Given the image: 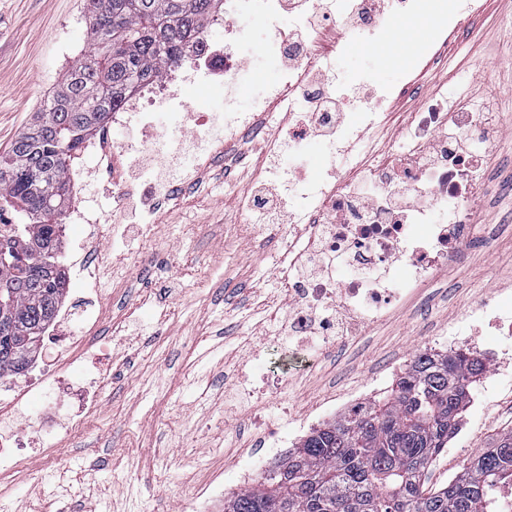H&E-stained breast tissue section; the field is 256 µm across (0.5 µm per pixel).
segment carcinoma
<instances>
[{
    "mask_svg": "<svg viewBox=\"0 0 512 512\" xmlns=\"http://www.w3.org/2000/svg\"><path fill=\"white\" fill-rule=\"evenodd\" d=\"M218 0H88L94 52L69 67L37 118L0 157V203L23 217L0 232V373L35 353L66 289L58 261L66 172L80 144L142 83L162 76ZM489 371L464 350L417 352L390 390L303 437L224 512H491L512 487V432L496 437L434 492L424 477L459 428L472 385Z\"/></svg>",
    "mask_w": 512,
    "mask_h": 512,
    "instance_id": "carcinoma-1",
    "label": "carcinoma"
}]
</instances>
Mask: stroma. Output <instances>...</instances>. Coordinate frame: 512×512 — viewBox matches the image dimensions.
Wrapping results in <instances>:
<instances>
[{
	"label": "stroma",
	"mask_w": 512,
	"mask_h": 512,
	"mask_svg": "<svg viewBox=\"0 0 512 512\" xmlns=\"http://www.w3.org/2000/svg\"><path fill=\"white\" fill-rule=\"evenodd\" d=\"M463 18L447 54L426 64L448 0L386 39L365 42L360 28H338L324 46L342 86L370 76L360 94L401 91L378 137L384 150L402 142L425 99L438 89L479 97L498 89L500 130L486 151L488 182L462 257L436 270L387 319L325 357H287L284 322L267 317L282 300L280 252L258 220L239 206L263 189L254 159L232 183L217 166L199 177L178 208L161 207L150 235L122 224L102 242L110 262L101 277L104 319L128 318L123 339L108 345L109 384L84 431L21 449L29 478L6 489L21 512H198L199 492L222 476L262 472L252 417L236 384L254 389L265 422L296 445L345 411L351 397L389 390L418 349L450 351L479 335L468 313L485 302L512 305V0H484ZM263 0H248L235 19L234 50L246 86L237 100L250 111L278 82L280 57L265 52L269 31L257 20ZM92 49L85 0H0V156L24 131L64 72ZM472 389L459 432L426 479L447 485L469 456L512 431V384L483 398Z\"/></svg>",
	"instance_id": "obj_1"
}]
</instances>
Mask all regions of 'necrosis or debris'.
I'll return each mask as SVG.
<instances>
[{"label":"necrosis or debris","mask_w":512,"mask_h":512,"mask_svg":"<svg viewBox=\"0 0 512 512\" xmlns=\"http://www.w3.org/2000/svg\"><path fill=\"white\" fill-rule=\"evenodd\" d=\"M238 0H224L222 10L214 12L208 26L176 59L169 61L160 81L139 87L112 113L118 125H134L148 132L137 142H118L101 135L82 142L81 156L100 161L110 174L112 209L90 214L85 206L71 204L67 214L77 224L87 225L82 257L73 269L85 283L78 315L88 326L86 336L72 334L68 314L57 315L47 333L55 349L54 362L39 370L30 382L18 385L9 376L0 377V480L19 479L22 463L8 448L14 440L13 423L37 398L67 391L73 377L84 385H100L101 372L89 369L99 360L98 340L92 332L100 325L102 301L91 281L98 265L108 255L100 241L122 220L152 228L161 203L181 205L183 189L192 184V176L183 173L193 167L195 174L205 173L216 161H244L257 153L263 178L279 181L284 198L295 208L291 218L304 225V235L289 237L283 225L269 223L265 233L282 250L279 280L288 296V333L299 348H307L310 337L322 339L323 350L342 347L352 337L388 314L391 306L417 288L432 270L456 261L467 246L465 233L481 203L475 188L484 180L479 165L468 162L459 152L462 139L491 145L500 127L494 103L497 91L487 87L478 99L428 100L413 126L405 129L403 144L392 152H377L351 159V141L359 127H373L380 120V105L393 101L395 93L383 90L378 103L363 102L357 94L347 95L358 123H338L334 113H321L318 126L330 138L337 154L350 159L346 180L331 182L318 176L317 188L308 179L293 178L290 168L281 164L280 143L296 148L304 134L314 100L321 92H333V82L319 87L311 81V70L318 59L316 37L307 32L292 36L278 26L283 0H265L261 22L271 32L272 49H291L297 55L293 70L282 74L280 83L266 96L255 101L251 111L232 107L233 96L241 90L240 68L233 50L234 16ZM303 14L318 17L322 26H343L350 20L364 21L367 39L381 38L386 25H400L418 16L425 0H395L397 9L385 22L376 16L385 0H299ZM223 27V45L211 40L213 27ZM204 89L211 106L203 111L189 109L187 93ZM288 106V122L279 126L276 139L262 140L258 134L274 108ZM190 118L194 131L184 136L179 125ZM138 166L141 177L149 181L156 199L154 205L132 211L128 201L134 186L126 177L130 166ZM372 188L371 197L360 194V186ZM406 190L417 199L410 209L396 204L398 190ZM342 253L352 266L380 268L383 280L372 283L358 278L345 281L324 275L326 258ZM475 321H489L496 328L490 364L499 374L512 371V308L485 304L474 312Z\"/></svg>","instance_id":"1"}]
</instances>
